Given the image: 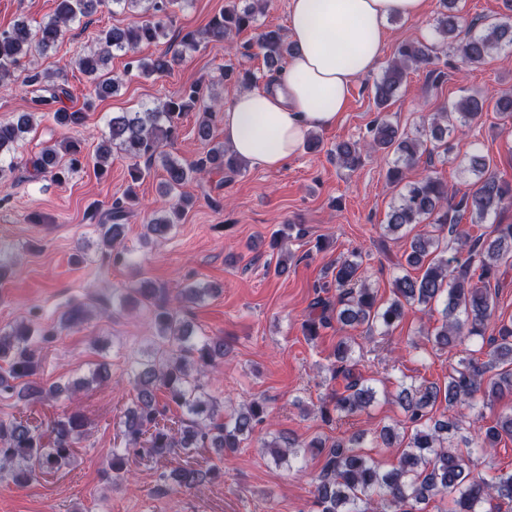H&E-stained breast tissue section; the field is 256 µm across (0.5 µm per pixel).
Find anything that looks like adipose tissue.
<instances>
[{"mask_svg": "<svg viewBox=\"0 0 512 512\" xmlns=\"http://www.w3.org/2000/svg\"><path fill=\"white\" fill-rule=\"evenodd\" d=\"M426 0H290L287 68L268 87L238 94L224 140L243 160L284 166L314 131L335 125L356 80L380 59L391 18H417Z\"/></svg>", "mask_w": 512, "mask_h": 512, "instance_id": "ef3b65f1", "label": "adipose tissue"}]
</instances>
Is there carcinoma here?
<instances>
[{"label":"carcinoma","mask_w":512,"mask_h":512,"mask_svg":"<svg viewBox=\"0 0 512 512\" xmlns=\"http://www.w3.org/2000/svg\"><path fill=\"white\" fill-rule=\"evenodd\" d=\"M53 14L36 27L21 20L9 29L0 30V86L13 76L23 59L32 52L41 54L57 47L70 27L95 14L99 8L112 4V9L127 13L134 21L102 31L95 48L78 55L70 65L87 76L98 99L112 96L120 88V78H103L112 54L129 56L127 70L143 76L169 72L180 54L164 51L145 59L137 56L140 45L158 43L167 36L173 24V7L177 0H56ZM447 9L436 26L440 38L431 43L401 44L374 82V100L384 110L391 105L412 67L428 69L432 82L444 73L438 68L440 58L453 52L462 62L478 66L495 52L512 47V0H504V12L467 39H460L461 9L458 0H439ZM263 9L261 0H231V4L214 15L202 30L182 34V52H191L205 41H229L250 29ZM256 44L268 68L279 66L294 54L295 47L281 28H266L257 34ZM25 85L35 88L30 109L15 120L0 123V183L6 182L25 168L32 177H48L62 183L81 164L83 149L78 140L65 139L47 145L23 160L18 149L30 131L33 117L39 112L53 113L62 128L83 125L84 112L68 111L58 106L69 97L67 89L54 81V73L32 69ZM485 100L475 96L462 97L444 106L423 121L416 132L399 129L379 120L369 129L365 144L344 142L336 145L338 162L356 169L363 151H388L396 156L387 177L394 185H403L392 207L386 232L396 234L411 225L423 224L427 229L413 236L410 251L401 255L397 266L405 273L393 282V298L384 303L364 277L362 257L353 255L336 262L332 281L322 289L335 291L334 299H317L304 323L305 335L313 339L319 329L336 321L352 330L360 326L367 331L385 335L406 317L408 308L420 306L441 315V324L426 331L436 349L451 352L463 338L481 341L451 366L444 385L422 380L401 382L397 401L404 412L403 422L384 425L374 433L379 448L399 452L397 463L383 468L373 457L361 451L364 434L332 440L316 436L308 442H296L282 435L261 439L279 461L286 456L295 459L306 455V449L318 451L323 458L319 473L312 478L318 512H422L421 505L432 498L448 499L449 512H486V506L512 505V472L486 476L471 469L472 455L488 456L499 443L512 440V408L494 416L491 424L474 428L466 414L457 412L451 419L431 416V409L442 399L450 408L473 407L481 398L486 407L506 396H512V323H495V300L491 287H500L512 266V224H494L488 237L473 238L460 225L465 216L472 223L485 222L512 203V186L501 180L491 160L473 153L466 170L474 178L472 191L459 201H448V184L428 172L404 182L403 168L415 164L422 153L425 139L434 148L448 153V136L457 129L470 126L484 109ZM218 98L209 85L196 81L180 94L160 106L144 107L135 112H116L107 124V131L95 154L94 166L107 171L112 153L133 161L128 171L129 184L123 197L113 201L109 211L111 223L99 225L101 243L112 261H127L120 248L127 209L135 202L134 185L145 176L146 169L161 163L166 178L164 194L173 199L169 212L149 221L147 228L157 237L168 235L186 210L194 203L184 191L192 181L207 173L229 170L238 173L244 161L221 144L212 145V121ZM199 112L196 136L205 151L192 162L172 156L165 147L178 138V120L186 112ZM421 268L420 276L406 268ZM140 304L147 307L155 325L145 358L134 369L136 397L122 421L126 448L112 450V473L120 478L132 455L164 458L181 452L189 455L197 448H219L234 452L249 440L267 418L265 403L252 400L234 409L224 420L217 401L208 392L206 378L224 361L226 343L222 336L192 339V331L173 305L163 288H132L120 295L119 306ZM81 304L70 306L59 327L81 322L85 316ZM495 334L486 336L489 326ZM57 329L33 330L26 324L10 327L0 333V393L17 394L26 401L53 398L62 392L76 394L82 389L111 380L106 366L97 367L89 377L67 386L49 388L18 381L36 374L39 365L36 346L56 335ZM332 377L342 378L343 391H335L322 402L320 414L329 423L334 417L360 414L375 401L377 391L370 380L357 371L348 338H342L336 349ZM162 392L167 404L181 409V419L171 425L161 423L166 407L160 405L157 393ZM84 415L73 405L54 422L50 439L28 421L12 417L0 420V478L25 484L39 473L59 470L74 457V448L84 435ZM222 477L214 467L202 471L183 467L170 475L160 474L170 490L194 489L212 478Z\"/></svg>","instance_id":"1"}]
</instances>
